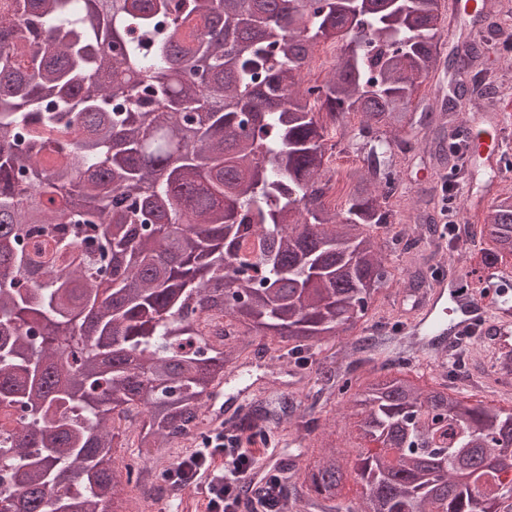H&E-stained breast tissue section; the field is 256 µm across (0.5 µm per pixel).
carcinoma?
<instances>
[{"label":"carcinoma","instance_id":"obj_1","mask_svg":"<svg viewBox=\"0 0 512 512\" xmlns=\"http://www.w3.org/2000/svg\"><path fill=\"white\" fill-rule=\"evenodd\" d=\"M0 0V512H134L121 425L155 459L197 427L242 352L226 329L288 357L364 318L391 278L398 133L454 175L470 137L435 91L443 0ZM346 33L320 83L303 73ZM363 117L340 211L330 133ZM429 236H469L426 216ZM512 256V194L480 230ZM26 413L19 434L11 410ZM363 452L326 443L295 512H498L512 500V409L472 405L397 371L349 400ZM281 400L240 419L256 435Z\"/></svg>","mask_w":512,"mask_h":512}]
</instances>
